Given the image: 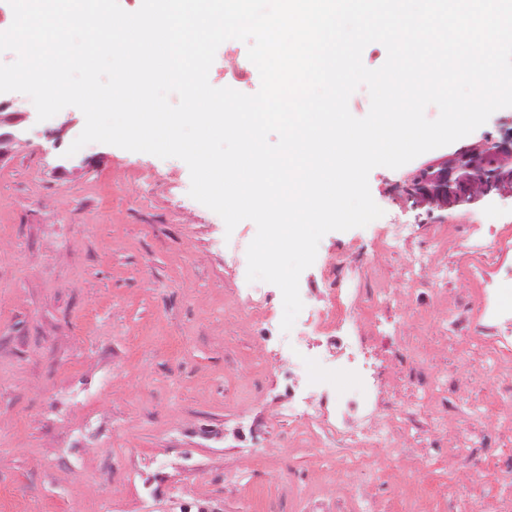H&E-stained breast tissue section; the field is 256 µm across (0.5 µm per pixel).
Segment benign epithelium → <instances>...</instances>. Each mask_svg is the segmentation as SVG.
I'll return each instance as SVG.
<instances>
[{"label":"benign epithelium","mask_w":512,"mask_h":512,"mask_svg":"<svg viewBox=\"0 0 512 512\" xmlns=\"http://www.w3.org/2000/svg\"><path fill=\"white\" fill-rule=\"evenodd\" d=\"M10 103L0 100V157L8 146L18 141L19 126L26 112H10ZM512 127L500 137L483 136L480 140L432 161L407 176L396 187L397 194L412 206L453 211L475 205L486 198H512Z\"/></svg>","instance_id":"obj_1"}]
</instances>
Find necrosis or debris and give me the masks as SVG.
<instances>
[{"instance_id": "4bbe7bcc", "label": "necrosis or debris", "mask_w": 512, "mask_h": 512, "mask_svg": "<svg viewBox=\"0 0 512 512\" xmlns=\"http://www.w3.org/2000/svg\"><path fill=\"white\" fill-rule=\"evenodd\" d=\"M470 245L439 261L440 245L412 251L397 288H366L359 267L337 255L323 305L312 307L306 331L289 343L288 401L277 415L288 442L309 447L322 485L343 486L336 512H407L401 495L384 499L386 464L412 458L427 445L449 465H465L466 496L486 498L488 512H512V226L468 229ZM448 309L437 334L449 351L472 361L461 372L421 352L412 319L438 302ZM401 308L393 336L398 351L377 353L362 332L364 311ZM409 400H401L404 388ZM502 448L498 457L489 448Z\"/></svg>"}]
</instances>
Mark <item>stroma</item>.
Instances as JSON below:
<instances>
[{
  "label": "stroma",
  "instance_id": "35a3bbf8",
  "mask_svg": "<svg viewBox=\"0 0 512 512\" xmlns=\"http://www.w3.org/2000/svg\"><path fill=\"white\" fill-rule=\"evenodd\" d=\"M257 73L228 40L208 78L239 91ZM84 124L72 106L30 121L0 160V512H312L288 488L316 460L274 415L277 346L235 306L255 224L227 230L177 158L90 143L77 156L100 165L57 171ZM414 168L370 172L383 216L325 234L300 292H323L338 250L375 254L383 227L418 249L512 221L511 198L413 209L392 187Z\"/></svg>",
  "mask_w": 512,
  "mask_h": 512
}]
</instances>
